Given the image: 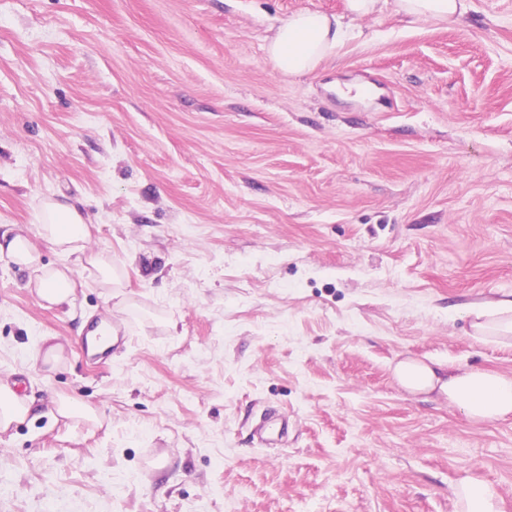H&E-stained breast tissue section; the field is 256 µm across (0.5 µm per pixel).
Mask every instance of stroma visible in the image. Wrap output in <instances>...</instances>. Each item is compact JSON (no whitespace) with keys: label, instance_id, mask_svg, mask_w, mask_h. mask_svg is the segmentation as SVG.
Masks as SVG:
<instances>
[{"label":"stroma","instance_id":"obj_1","mask_svg":"<svg viewBox=\"0 0 512 512\" xmlns=\"http://www.w3.org/2000/svg\"><path fill=\"white\" fill-rule=\"evenodd\" d=\"M469 4L388 2L289 76L277 27L346 0H0V231L81 195L120 276L55 306L0 255V373L34 400L0 512H457L465 476L512 512V418L393 375L512 377L467 314L512 293V0ZM107 315L126 339L93 366ZM469 0H394L395 11L413 19H433L444 23L460 21Z\"/></svg>","mask_w":512,"mask_h":512}]
</instances>
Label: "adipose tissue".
<instances>
[{"mask_svg": "<svg viewBox=\"0 0 512 512\" xmlns=\"http://www.w3.org/2000/svg\"><path fill=\"white\" fill-rule=\"evenodd\" d=\"M395 11L413 19H433L444 23L460 21L469 8L468 0H394ZM346 35L341 17L319 12H300L279 26L268 46L274 66L286 75H301L315 69L320 60L336 49ZM40 235L50 247L66 255L84 257L89 276L105 286L117 282L110 261L86 252V220L79 201L62 203L45 200L40 211ZM15 263L36 269L33 290L51 305L71 303L75 290L74 271L67 266L42 264L34 243L24 234L0 236V254ZM473 328L478 339L507 344L512 342V299L473 308ZM395 375L406 390L425 393L433 390L447 396L451 405L475 422H492L512 416V378L485 369L446 370L417 360H403Z\"/></svg>", "mask_w": 512, "mask_h": 512, "instance_id": "ef3b65f1", "label": "adipose tissue"}]
</instances>
